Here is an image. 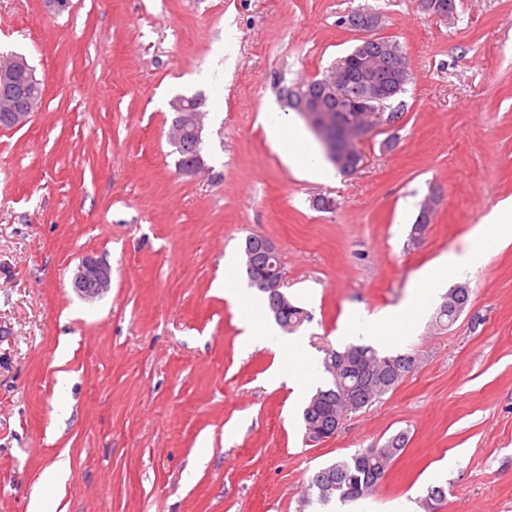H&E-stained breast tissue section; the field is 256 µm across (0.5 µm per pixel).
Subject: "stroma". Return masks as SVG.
<instances>
[{
  "mask_svg": "<svg viewBox=\"0 0 512 512\" xmlns=\"http://www.w3.org/2000/svg\"><path fill=\"white\" fill-rule=\"evenodd\" d=\"M359 8L408 57L400 124L361 144L357 172L307 180L272 150L263 109L359 43L340 22ZM13 53L44 98L0 129V512H29L62 459L67 512H337L306 504L314 471L401 432L362 512L423 506L435 486L436 512H512V244L483 242L484 265L455 275L470 300L452 325L432 324L436 292L386 348L412 370L334 438L306 442L305 395L270 381L321 372L354 313L401 304L512 199V0H456L445 20L417 0H71L59 15L0 0V58ZM181 95L206 114L195 176L167 138ZM250 236L276 244L312 316L309 360L246 348L247 311L216 286ZM88 254L112 270L93 299L72 286Z\"/></svg>",
  "mask_w": 512,
  "mask_h": 512,
  "instance_id": "1",
  "label": "stroma"
}]
</instances>
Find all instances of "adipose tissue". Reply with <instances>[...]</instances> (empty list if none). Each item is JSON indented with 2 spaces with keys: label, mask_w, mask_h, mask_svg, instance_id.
I'll use <instances>...</instances> for the list:
<instances>
[{
  "label": "adipose tissue",
  "mask_w": 512,
  "mask_h": 512,
  "mask_svg": "<svg viewBox=\"0 0 512 512\" xmlns=\"http://www.w3.org/2000/svg\"><path fill=\"white\" fill-rule=\"evenodd\" d=\"M266 132L270 145L291 170L308 178L324 175L323 165L318 163L302 130L293 121L284 120L281 114L276 112L267 113ZM490 236L503 244L512 242V225L508 224L501 213H492L483 224L476 226L474 230L476 243L465 253L448 255L443 259L440 268L419 274L400 309L355 320L354 334L366 335L377 340L380 339L382 330L418 319L431 299V283L445 272L452 274L464 269L474 270L480 267L485 260V254L479 243Z\"/></svg>",
  "instance_id": "obj_1"
}]
</instances>
